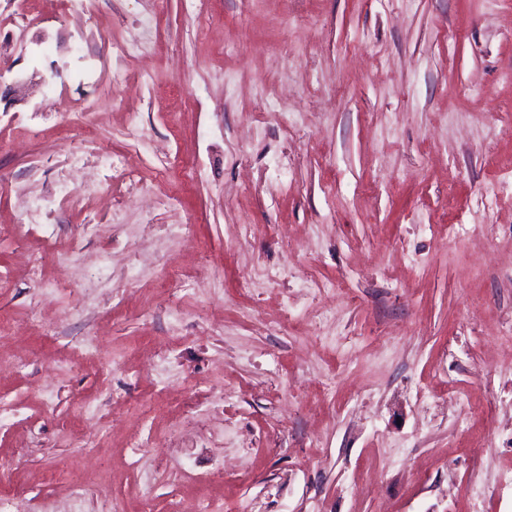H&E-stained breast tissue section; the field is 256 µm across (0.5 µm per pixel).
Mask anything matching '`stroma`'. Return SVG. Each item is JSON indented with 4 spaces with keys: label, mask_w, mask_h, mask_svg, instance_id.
I'll list each match as a JSON object with an SVG mask.
<instances>
[{
    "label": "stroma",
    "mask_w": 512,
    "mask_h": 512,
    "mask_svg": "<svg viewBox=\"0 0 512 512\" xmlns=\"http://www.w3.org/2000/svg\"><path fill=\"white\" fill-rule=\"evenodd\" d=\"M0 81V494L512 512V0H0Z\"/></svg>",
    "instance_id": "1"
}]
</instances>
